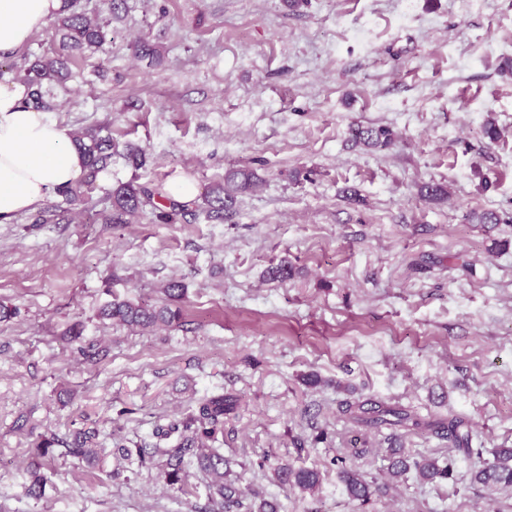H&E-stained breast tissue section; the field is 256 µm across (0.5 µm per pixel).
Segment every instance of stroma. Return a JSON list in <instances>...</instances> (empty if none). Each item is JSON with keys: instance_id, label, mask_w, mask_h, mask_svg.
<instances>
[{"instance_id": "obj_1", "label": "stroma", "mask_w": 512, "mask_h": 512, "mask_svg": "<svg viewBox=\"0 0 512 512\" xmlns=\"http://www.w3.org/2000/svg\"><path fill=\"white\" fill-rule=\"evenodd\" d=\"M81 5L106 50L69 52L50 117L72 133L106 128L142 162L114 156L75 204L51 196L47 223H0V303L17 310L0 321V512H209L197 464L172 486L163 458L120 448L217 393L239 400L215 446L244 504L512 512V488L472 480L512 448V0H126L116 16ZM142 38L157 57L136 54ZM59 47L52 20L0 64ZM358 125L391 140L355 145ZM232 167L260 184L224 221H104L119 184L185 179L203 194ZM484 211L500 223L471 221ZM284 262L291 278L270 279ZM174 279L178 324L139 333L99 319L116 295L162 304ZM347 397L462 416L482 455L402 433L415 457L452 461V477L411 475L352 502L330 464L348 448ZM80 429L99 432L96 464L63 445ZM50 435L59 445L39 455ZM284 464L317 469L318 489L279 484Z\"/></svg>"}]
</instances>
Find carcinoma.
I'll return each instance as SVG.
<instances>
[{
	"label": "carcinoma",
	"instance_id": "cac0c4a2",
	"mask_svg": "<svg viewBox=\"0 0 512 512\" xmlns=\"http://www.w3.org/2000/svg\"><path fill=\"white\" fill-rule=\"evenodd\" d=\"M58 31L61 33L62 46L77 50L97 51L106 43L103 27L96 19L80 9L77 0H64V6L58 17ZM66 69L62 56L45 57L24 71H15L14 79L23 82L28 90V100L36 107L50 111L53 104L45 99L44 85L59 81L65 77ZM390 131L384 128L358 127L352 131L355 141L367 147H376L389 139ZM74 143L85 156V176L83 185H74L60 190V194L69 204L83 196L82 187H92L99 175L112 163V154L118 144L112 136H103L97 128L72 133ZM256 185L255 175L247 169L230 170L224 182L214 185L195 206L217 220L224 219V213L233 211L237 195ZM163 186L140 185L133 181L119 185L112 190V210L128 216H135L148 206L155 207V199L164 197ZM167 302L160 306L134 303L117 296L100 310V317L122 326L145 330L158 324L167 326L180 320L181 312L172 305L185 295V286L179 281H171L163 288ZM238 399L232 395L218 394L199 402L188 409L177 423L159 427L154 432L156 442L151 447L136 446L130 449L120 446L122 453L130 457L137 454L139 460L146 455L166 458V479L171 485L182 481L181 472L186 456L196 457L201 472L209 479V490L213 502L211 512H277L274 502L261 500L258 508L244 506L235 482L228 479L224 470V456L217 448H210L206 441L216 438L223 432L224 416L234 412ZM340 412L344 418L366 432L391 429L397 431H429L448 436L455 448L468 456L481 455V450L472 448L471 428L463 417L448 415L446 419L426 420L400 406L389 405L381 401L340 403ZM97 431L79 430L72 434L66 443L68 453L88 464L98 462ZM336 466L339 477L344 483L348 497L365 504L373 494L374 481L348 466L347 457L338 456L331 460ZM426 481L436 478L446 480L451 476L450 464L442 465L436 458L415 459L401 448L390 449V465L387 478L391 482L401 480L409 471ZM279 482L291 488L312 492L320 484V473L316 469H293L282 465L276 469ZM473 479L486 486H512V448H501L494 455V461L484 463L474 470Z\"/></svg>",
	"mask_w": 512,
	"mask_h": 512
}]
</instances>
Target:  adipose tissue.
Masks as SVG:
<instances>
[{
    "instance_id": "adipose-tissue-1",
    "label": "adipose tissue",
    "mask_w": 512,
    "mask_h": 512,
    "mask_svg": "<svg viewBox=\"0 0 512 512\" xmlns=\"http://www.w3.org/2000/svg\"><path fill=\"white\" fill-rule=\"evenodd\" d=\"M61 6L62 0H0V54L22 48ZM26 95L24 85L0 82V223L36 209L84 171L67 129L26 105Z\"/></svg>"
}]
</instances>
